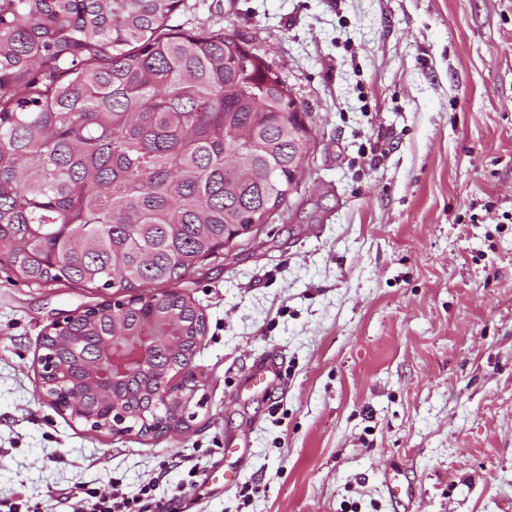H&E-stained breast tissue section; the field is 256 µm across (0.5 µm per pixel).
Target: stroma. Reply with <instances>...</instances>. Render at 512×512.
Wrapping results in <instances>:
<instances>
[{"label":"stroma","mask_w":512,"mask_h":512,"mask_svg":"<svg viewBox=\"0 0 512 512\" xmlns=\"http://www.w3.org/2000/svg\"><path fill=\"white\" fill-rule=\"evenodd\" d=\"M172 22L224 28L278 68L310 111L302 177L177 283L207 317L201 404L159 437L95 433L43 399L42 335L104 295L0 263V499L66 512L76 485L151 480L146 512H391L399 466L410 512H502L512 0H182ZM260 369L278 382L242 390ZM399 471L394 470L392 473L387 471L384 483L385 492L392 504L395 512H400L399 508H404V499H409L410 492L405 488Z\"/></svg>","instance_id":"obj_1"}]
</instances>
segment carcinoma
I'll return each instance as SVG.
<instances>
[{
    "label": "carcinoma",
    "mask_w": 512,
    "mask_h": 512,
    "mask_svg": "<svg viewBox=\"0 0 512 512\" xmlns=\"http://www.w3.org/2000/svg\"><path fill=\"white\" fill-rule=\"evenodd\" d=\"M182 0H0V259L37 286L109 291L77 311L59 360L85 384L104 336H168L173 381L205 314L177 283L249 224L288 206L308 139L265 59L224 29L170 24Z\"/></svg>",
    "instance_id": "1"
}]
</instances>
